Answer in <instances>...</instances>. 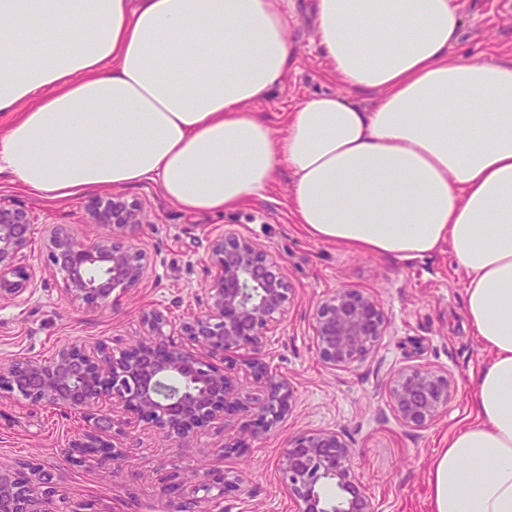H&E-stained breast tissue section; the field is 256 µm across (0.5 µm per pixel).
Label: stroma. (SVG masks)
Here are the masks:
<instances>
[{"label":"stroma","instance_id":"obj_1","mask_svg":"<svg viewBox=\"0 0 512 512\" xmlns=\"http://www.w3.org/2000/svg\"><path fill=\"white\" fill-rule=\"evenodd\" d=\"M311 0H289L287 37L295 47L288 70L261 104L274 130L281 116L310 93L340 90L327 79L326 64L309 16ZM464 32L452 57L512 55V6L495 0H454ZM291 175L280 169L264 196L219 214H190L164 198L153 182L120 187L140 202L146 222L134 240L150 258L143 282L106 309L86 311L66 296L45 262L43 240L56 224L93 241L108 234L86 214L88 194L52 198L23 189L0 174V198L31 209L35 242L27 257L34 277L18 298L0 302V363L16 357L46 359L62 345L106 342L125 345L140 333V313L168 311L172 321L197 311L209 283L204 262L209 238L222 230L254 239L282 267L293 295L263 353L269 368L293 384L292 409L271 431L245 438L248 413L227 416L190 441L177 443L149 430L125 438L122 469L89 461L74 465L61 448L84 431L82 420L9 397L0 399V466L50 475L61 512H166L163 480L178 473L191 481L215 471L236 483L223 503L200 496V512H290L277 470L294 437L314 430L337 431L353 454L354 471L375 512H430L432 463L452 433L472 419L473 379L489 354L464 315L463 277L448 250L405 265L304 235L289 207ZM349 286L374 295L387 315L384 336L353 367L329 369L316 353L313 315L321 299ZM410 367L436 370L453 391L447 410L423 429L403 427L392 405L390 382ZM245 441V452L227 445Z\"/></svg>","mask_w":512,"mask_h":512}]
</instances>
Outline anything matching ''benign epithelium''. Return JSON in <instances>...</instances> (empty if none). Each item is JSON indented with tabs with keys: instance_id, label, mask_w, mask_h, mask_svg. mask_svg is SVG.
I'll return each instance as SVG.
<instances>
[{
	"instance_id": "7a95c632",
	"label": "benign epithelium",
	"mask_w": 512,
	"mask_h": 512,
	"mask_svg": "<svg viewBox=\"0 0 512 512\" xmlns=\"http://www.w3.org/2000/svg\"><path fill=\"white\" fill-rule=\"evenodd\" d=\"M86 210L109 234L87 243L55 225L44 243L49 268L61 275L63 291L98 311L117 301L144 278L149 262L130 237L145 223L143 206L120 194L90 199ZM36 217L31 210L0 199V301L25 291L32 279L25 263ZM204 262L210 271L203 309L181 319L179 334L192 343L172 340L165 311L141 314V335L113 348L71 344L47 359L16 358L0 366V398L9 396L45 409L79 416L83 436L61 449L71 462L121 463L125 454L113 441L123 427L155 430L175 440L251 410L246 430L267 432L289 413L294 388L288 378L269 370L263 358L268 333L279 325L292 288L282 267L252 238L222 231L210 238ZM387 325L371 294L342 287L327 295L313 318L320 361L347 369L362 360L384 335ZM249 372L258 396L247 406L238 392L239 371ZM400 423L411 429L431 425L447 409V379L434 370L400 371L391 385ZM278 472L293 512H374L352 469L351 449L334 429L295 437L279 457ZM336 486V507L322 495ZM231 482L224 474L205 473L196 486L217 490L224 499ZM168 512H197L198 497L172 482L165 489ZM0 512H59L57 490L49 480L34 483L22 472L0 468Z\"/></svg>"
}]
</instances>
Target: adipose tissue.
<instances>
[{
  "label": "adipose tissue",
  "instance_id": "ef3b65f1",
  "mask_svg": "<svg viewBox=\"0 0 512 512\" xmlns=\"http://www.w3.org/2000/svg\"><path fill=\"white\" fill-rule=\"evenodd\" d=\"M453 0H315L327 72L275 135L285 0H0V172L56 198L157 183L235 209L291 174L312 239L398 261L448 249L489 351L431 512H512V58L456 59ZM367 96L371 106L356 104Z\"/></svg>",
  "mask_w": 512,
  "mask_h": 512
}]
</instances>
